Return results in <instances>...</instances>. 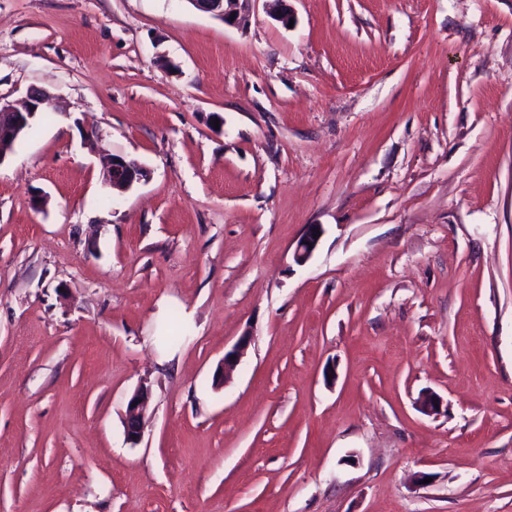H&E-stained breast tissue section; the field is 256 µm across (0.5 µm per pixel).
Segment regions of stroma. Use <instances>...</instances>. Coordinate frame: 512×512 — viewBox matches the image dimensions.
<instances>
[{"label":"stroma","instance_id":"1","mask_svg":"<svg viewBox=\"0 0 512 512\" xmlns=\"http://www.w3.org/2000/svg\"><path fill=\"white\" fill-rule=\"evenodd\" d=\"M288 4L0 0V512H512V0ZM200 11L210 13L224 21V24H236L238 17L234 3L238 0H188ZM56 98L45 91L33 92L22 110L13 108L0 101V164L3 163L10 154L15 151L16 146L24 139L23 136L32 125L36 114L43 111L48 112L49 108H56ZM20 138V139H18ZM10 146V153L4 149L5 144L16 140ZM88 142L91 150L95 153L97 152L101 158L106 172V183L111 189L127 191L131 189L135 183H139L148 178L149 171L144 166L126 161L121 156L106 153L101 150L93 134L89 136ZM321 234L322 229L318 224L309 225L294 253V260L297 263L304 264L310 259L318 245ZM313 235H316V238H313ZM250 343V336H242L234 347L225 353L223 362L221 364V381L223 384L227 381L230 374L236 369L242 354L247 349ZM148 403L147 391L138 389L127 402L124 428L126 440L137 444L142 437L144 412Z\"/></svg>","mask_w":512,"mask_h":512}]
</instances>
